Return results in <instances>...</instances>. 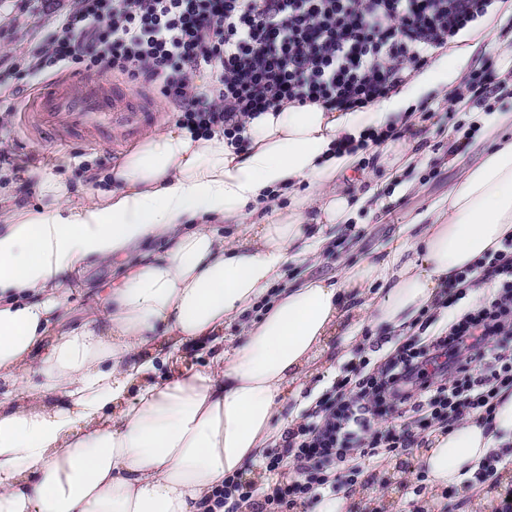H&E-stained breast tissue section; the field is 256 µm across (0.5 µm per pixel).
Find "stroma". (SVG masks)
<instances>
[{
  "label": "stroma",
  "mask_w": 512,
  "mask_h": 512,
  "mask_svg": "<svg viewBox=\"0 0 512 512\" xmlns=\"http://www.w3.org/2000/svg\"><path fill=\"white\" fill-rule=\"evenodd\" d=\"M76 0H52L43 13H35L31 0H0V85H22L23 90L12 99L0 102V151L28 155L32 167L42 169L51 178L65 182L74 198L111 190L110 172L121 162L133 145V138L116 135L110 138H87L80 134L45 135L30 127L27 112L36 108L40 87L54 80V73L19 79L18 72L26 67L27 56L34 47L46 42L56 24L58 9H72ZM495 37L497 46L489 52L479 51L463 64L465 74L483 75L488 86L495 90L486 101L473 97L470 89H462L461 104L443 99L440 87L424 91L409 106L413 121L405 128L407 139L416 143L419 158L404 168L390 182L384 198L372 200L361 207L352 223L335 229L333 249L314 262L289 263L287 280L301 275L336 279L343 267L359 258L373 257L377 250L388 245L405 224L424 212L431 203L448 193L464 166L477 161L487 142L470 139L460 153L457 164H448L450 140L462 137L470 127L472 112L512 113V15L496 14L485 31L464 37V44L483 43ZM112 277L111 264L105 263L74 277L66 303L73 319H82L87 310L99 303L101 285ZM361 354L351 350L345 358L332 362L333 376L317 370L306 377L298 397L288 399L280 418L286 425L297 422L300 401L314 391L327 390L329 378H342L359 363ZM422 448L414 447L405 455L395 457L382 452L363 465L356 490L350 493L352 512H485L486 506L500 505L508 486L512 485V469L496 475L497 485L487 493V505L475 503L476 490L470 482L440 491L423 488L420 495L406 491L422 466L418 462Z\"/></svg>",
  "instance_id": "obj_1"
}]
</instances>
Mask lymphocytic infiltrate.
Segmentation results:
<instances>
[{
    "label": "lymphocytic infiltrate",
    "instance_id": "f902f5d3",
    "mask_svg": "<svg viewBox=\"0 0 512 512\" xmlns=\"http://www.w3.org/2000/svg\"><path fill=\"white\" fill-rule=\"evenodd\" d=\"M496 0H79L60 15L28 73L120 74L155 87L179 125L248 142L246 120L283 103L355 112L387 98L432 49L475 28ZM493 291L442 329L394 351L382 366L356 367L284 434L282 452L225 478L213 505L224 512H293L330 491L331 468L359 449L404 452L411 432L376 429L383 414L426 413L454 426L493 413L512 389V244L481 265Z\"/></svg>",
    "mask_w": 512,
    "mask_h": 512
}]
</instances>
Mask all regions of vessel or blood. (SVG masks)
Here are the masks:
<instances>
[{
	"instance_id": "vessel-or-blood-1",
	"label": "vessel or blood",
	"mask_w": 512,
	"mask_h": 512,
	"mask_svg": "<svg viewBox=\"0 0 512 512\" xmlns=\"http://www.w3.org/2000/svg\"><path fill=\"white\" fill-rule=\"evenodd\" d=\"M145 110V104L123 97L106 79L78 83L65 79L54 83L42 96L32 120L38 127L69 126L100 132L120 129L131 135L138 132Z\"/></svg>"
}]
</instances>
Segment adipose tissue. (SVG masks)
<instances>
[{"mask_svg": "<svg viewBox=\"0 0 512 512\" xmlns=\"http://www.w3.org/2000/svg\"><path fill=\"white\" fill-rule=\"evenodd\" d=\"M470 52L434 49L431 67L361 112L261 113L240 152L171 125L129 149L111 191L82 201L31 170L43 205L0 211V512H205L225 475L262 457L282 402L340 326L408 329L455 273L512 240V113L476 112L492 144L427 226L405 225L384 257L339 279L277 286L288 261L326 244L311 225L348 223L358 205L339 186L356 158L337 140L395 126ZM277 191L288 205L259 214ZM115 260L125 271L101 306L59 330L71 277ZM239 319L238 342L206 367L185 364ZM507 443L504 390L492 418L434 432L422 465L433 486L456 485Z\"/></svg>", "mask_w": 512, "mask_h": 512, "instance_id": "ef3b65f1", "label": "adipose tissue"}]
</instances>
